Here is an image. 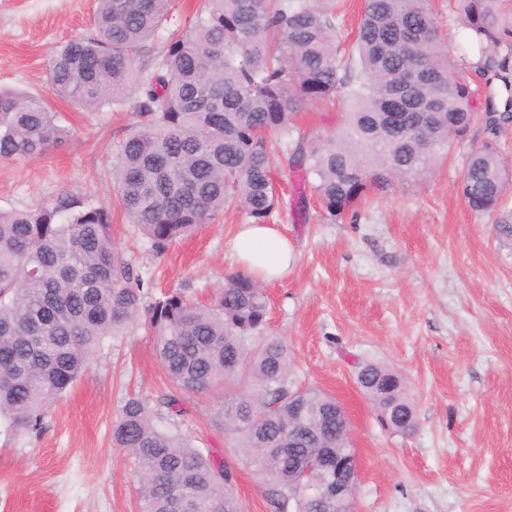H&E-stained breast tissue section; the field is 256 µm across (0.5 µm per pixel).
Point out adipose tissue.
Returning <instances> with one entry per match:
<instances>
[{"mask_svg":"<svg viewBox=\"0 0 512 512\" xmlns=\"http://www.w3.org/2000/svg\"><path fill=\"white\" fill-rule=\"evenodd\" d=\"M232 250L244 272L264 280L286 276L295 261L292 244L266 224L240 225L232 240Z\"/></svg>","mask_w":512,"mask_h":512,"instance_id":"ef3b65f1","label":"adipose tissue"}]
</instances>
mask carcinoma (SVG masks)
<instances>
[{
	"instance_id": "obj_1",
	"label": "carcinoma",
	"mask_w": 512,
	"mask_h": 512,
	"mask_svg": "<svg viewBox=\"0 0 512 512\" xmlns=\"http://www.w3.org/2000/svg\"><path fill=\"white\" fill-rule=\"evenodd\" d=\"M456 20L481 46L512 54V0H454ZM173 0H96L93 32L48 62L56 95L80 108L127 107L137 122L115 165L117 204L159 255L224 208L269 221L275 174L313 178L334 222L370 197L409 184L444 160L474 120L477 90L448 56L430 0H364L350 53L336 14L317 0H203L186 29L157 53ZM357 61L354 73L345 60ZM346 92L353 109L320 144L294 121ZM291 139L274 151L268 133ZM40 97L0 89V160L41 154L70 137ZM512 185L496 147L469 153L460 189L492 214ZM268 298L245 273L206 303L177 289L145 301L115 242L112 206L67 193L53 204L0 209V418L18 434L90 368L104 340L145 318L170 384L153 409L125 402L112 445L136 461L141 512H241L232 474L159 422L185 415V392L224 394L217 417L230 447L271 484L275 512H352L353 502L297 495L327 474L312 459L353 451L336 397L291 382L288 344L265 334ZM356 382L381 425L411 435L414 403L383 363L358 365Z\"/></svg>"
}]
</instances>
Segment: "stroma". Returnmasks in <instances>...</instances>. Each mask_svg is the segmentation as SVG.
I'll use <instances>...</instances> for the list:
<instances>
[{
	"instance_id": "stroma-1",
	"label": "stroma",
	"mask_w": 512,
	"mask_h": 512,
	"mask_svg": "<svg viewBox=\"0 0 512 512\" xmlns=\"http://www.w3.org/2000/svg\"><path fill=\"white\" fill-rule=\"evenodd\" d=\"M445 45L481 94L500 87L474 67L488 50L471 42L449 0H432ZM96 0H0V87L44 99L72 130L32 158L0 161V207L79 193L114 201L117 148L135 122L128 110L89 112L61 100L47 80L53 52L89 35ZM351 102L309 106L299 126L312 138L335 130ZM495 143L512 167V120H477L450 159L418 181L329 222L315 196L297 220L280 202L270 222L296 251L288 275L266 283L271 334L284 337L295 381L344 405L358 456L354 512H512V247L459 192L467 155ZM242 212L221 213L162 255L114 210L117 242L152 296L181 288L207 298L238 264L230 242ZM360 362L388 364L404 379L419 428L381 427L354 376ZM169 385L144 326L105 340L90 369L49 409L40 432L0 425V512H140L135 460L112 445L128 398L155 404ZM179 432L235 470L242 512H274L270 486L240 462L216 418V394L187 393Z\"/></svg>"
}]
</instances>
